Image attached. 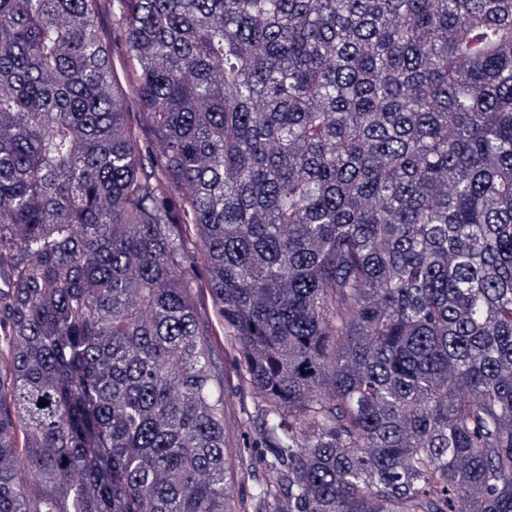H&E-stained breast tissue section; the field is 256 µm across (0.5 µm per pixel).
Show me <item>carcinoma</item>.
I'll list each match as a JSON object with an SVG mask.
<instances>
[{
	"instance_id": "cac0c4a2",
	"label": "carcinoma",
	"mask_w": 512,
	"mask_h": 512,
	"mask_svg": "<svg viewBox=\"0 0 512 512\" xmlns=\"http://www.w3.org/2000/svg\"><path fill=\"white\" fill-rule=\"evenodd\" d=\"M0 512H512V0H0Z\"/></svg>"
}]
</instances>
